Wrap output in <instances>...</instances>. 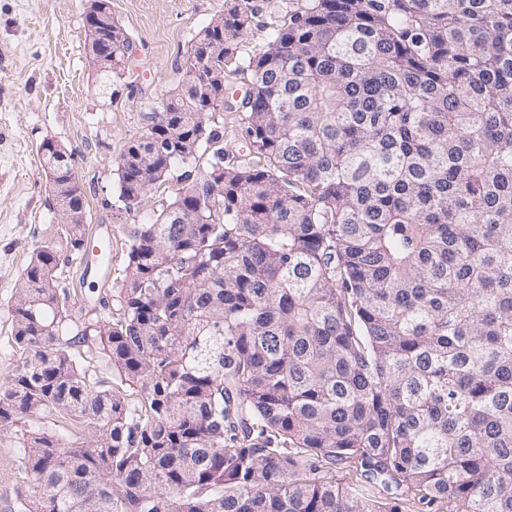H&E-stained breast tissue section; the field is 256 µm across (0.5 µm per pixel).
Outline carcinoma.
I'll return each instance as SVG.
<instances>
[{
    "instance_id": "obj_1",
    "label": "carcinoma",
    "mask_w": 512,
    "mask_h": 512,
    "mask_svg": "<svg viewBox=\"0 0 512 512\" xmlns=\"http://www.w3.org/2000/svg\"><path fill=\"white\" fill-rule=\"evenodd\" d=\"M254 15L225 0L183 60L224 85L169 97L119 157L131 207L193 160L168 132L219 142L227 77L248 81L254 164H210L134 227L122 317L66 334L54 239L22 274L0 427L93 433L26 440L23 512H402L320 475L336 467L512 512V0H311L243 55ZM132 54L113 26L104 88ZM39 151L78 201L66 152ZM58 235L86 251L81 225ZM89 340L120 387L73 358Z\"/></svg>"
}]
</instances>
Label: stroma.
<instances>
[{"instance_id":"stroma-1","label":"stroma","mask_w":512,"mask_h":512,"mask_svg":"<svg viewBox=\"0 0 512 512\" xmlns=\"http://www.w3.org/2000/svg\"><path fill=\"white\" fill-rule=\"evenodd\" d=\"M255 18L240 40L242 51L263 46L272 27L309 5V0H256ZM91 0H0V385L18 363L12 309L20 275L37 249L61 227L59 203L38 147L57 142L73 152L84 194L87 236L110 247L109 262L60 254L50 282L66 298L70 334L121 315L113 295L127 264L135 225L153 222L175 198L186 176L213 160L175 163L165 180L126 207L118 198L116 162L147 128L149 113L184 78L183 58L193 36L224 11V0H112V16L133 40L115 98L98 91L99 77L87 49L85 17ZM240 113H214L224 163L248 165L240 147ZM47 431L63 441L89 440V432L44 414L0 428V512H19L28 486L18 453L29 434Z\"/></svg>"}]
</instances>
